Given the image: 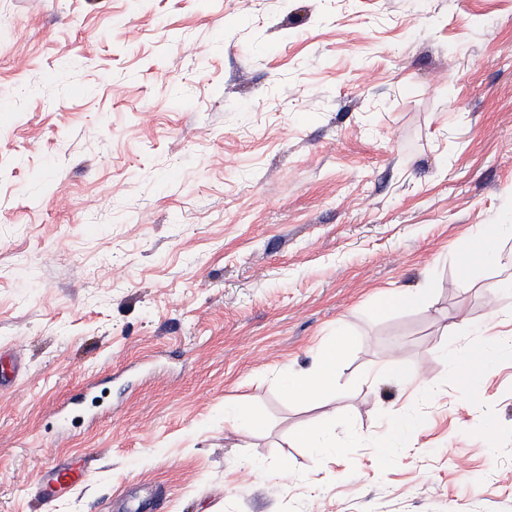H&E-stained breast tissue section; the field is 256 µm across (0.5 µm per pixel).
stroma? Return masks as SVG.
Instances as JSON below:
<instances>
[{"label": "stroma", "mask_w": 512, "mask_h": 512, "mask_svg": "<svg viewBox=\"0 0 512 512\" xmlns=\"http://www.w3.org/2000/svg\"><path fill=\"white\" fill-rule=\"evenodd\" d=\"M483 224L512 0H0V512H512V350L452 368L512 331V239L456 261ZM336 336V344L322 355L315 370L298 375L288 374L283 384V395L287 399L308 400L333 387L336 360L343 355L349 344L347 334L342 328L336 330ZM413 427V423L404 415L396 414L390 421L387 430L379 440L380 448H389L396 444ZM88 475V472L85 470L71 467L63 469L51 468L44 473L42 481L45 492L47 494H54L85 481Z\"/></svg>", "instance_id": "35a3bbf8"}]
</instances>
